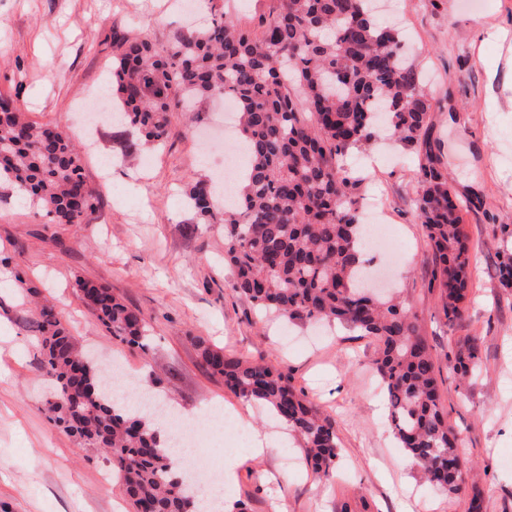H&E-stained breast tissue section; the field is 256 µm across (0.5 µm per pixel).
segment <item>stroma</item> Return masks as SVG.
<instances>
[{"instance_id":"stroma-1","label":"stroma","mask_w":512,"mask_h":512,"mask_svg":"<svg viewBox=\"0 0 512 512\" xmlns=\"http://www.w3.org/2000/svg\"><path fill=\"white\" fill-rule=\"evenodd\" d=\"M169 0H0V91L33 120L52 123L83 147L89 185L102 189L85 223L51 224L0 182V512H130L109 461L49 420L36 314L13 272L52 301L82 349L105 367L120 362L141 386L196 427L199 485L229 471L226 512H448L444 491L428 483L400 448L372 391L373 339L339 324L285 325L258 315L234 294L224 266V227L198 224L184 189L216 177L231 144L211 128L214 101L173 112L162 149L125 156L131 132L104 124L86 137L72 124L75 104L94 93L112 60V25L167 43L185 17ZM435 109L436 152L463 205L476 255L466 310L448 326L438 289L429 285L431 253L415 218L418 168L412 149L375 142L352 149L348 163L379 196L397 250L371 253L389 271L392 290L417 311L438 366L448 421L466 437L483 512H512V289L495 270L512 235V0H389ZM103 285L137 308L152 344L140 352L114 339L81 298L78 280ZM480 339L482 371L459 378L448 354L457 339ZM264 360L293 376L308 398L332 414L341 448L336 478L320 483L301 464L270 414L245 407L220 376L199 363L196 340ZM248 416H241V409ZM263 434L269 451L253 459L239 429ZM239 458L234 470L226 462Z\"/></svg>"}]
</instances>
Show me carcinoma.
I'll return each instance as SVG.
<instances>
[{"label":"carcinoma","mask_w":512,"mask_h":512,"mask_svg":"<svg viewBox=\"0 0 512 512\" xmlns=\"http://www.w3.org/2000/svg\"><path fill=\"white\" fill-rule=\"evenodd\" d=\"M211 20L159 44L112 26L108 88L121 124L145 145L161 146L171 112L184 102L226 95L238 107V141L250 172L235 207L216 206L211 185L196 182L185 196L198 224L224 225V264L232 290L259 313L288 322L333 321L378 343L373 370L385 390L390 428L427 479L448 494L449 512L464 502L482 512L473 469L460 452L462 433L448 425L436 359L419 318L402 301L375 294L365 281L358 233L363 177L346 167L356 146L385 130L419 157L414 199L432 251V280L448 325L464 315L471 285L469 238L461 206L433 150L432 107L421 73L395 29L378 21L370 0H276L255 30L241 27L215 0ZM0 180L31 197L50 224H82L100 193L84 175L69 134L0 107ZM497 276L512 288V254ZM87 305L113 337L143 352L149 326L140 311L106 287L81 285ZM41 365L56 390L49 419L83 448L110 456L134 512H204L176 468L157 416L117 409L101 372L77 347L54 306L36 302ZM200 364L224 378L246 402L288 423L316 478L337 472L336 421L310 402L292 378L267 362L229 355L198 340ZM480 367L478 339L456 343L463 377Z\"/></svg>","instance_id":"carcinoma-1"}]
</instances>
